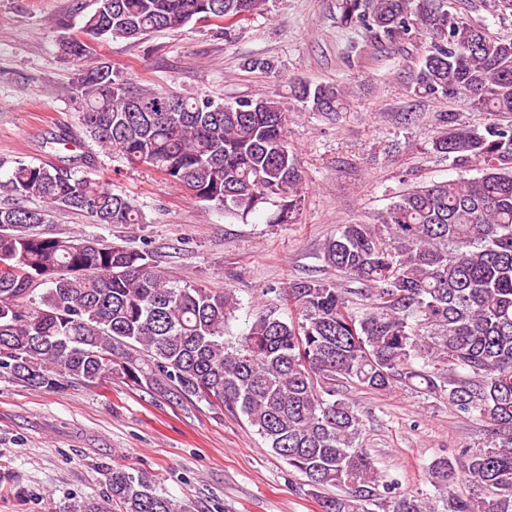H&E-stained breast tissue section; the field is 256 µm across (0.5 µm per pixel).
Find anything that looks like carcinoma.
I'll return each mask as SVG.
<instances>
[{
	"label": "carcinoma",
	"mask_w": 512,
	"mask_h": 512,
	"mask_svg": "<svg viewBox=\"0 0 512 512\" xmlns=\"http://www.w3.org/2000/svg\"><path fill=\"white\" fill-rule=\"evenodd\" d=\"M267 0H96L83 29L96 38L180 30L219 13L224 29ZM340 23L377 43L420 37L418 97L464 96L512 114V39L448 10V0H341ZM75 66L69 88L87 137L145 165L208 207L242 220L271 204L270 224L290 222L305 184L288 142V107L275 97L216 103L140 87L96 49L63 41ZM294 97L337 117L347 92L299 82ZM434 152L471 178L407 188L375 224H345L322 248L336 276L363 285L361 302L328 278L284 287L288 319L260 308L232 340L231 290L179 282L147 249L95 237L46 236L57 210L103 226L141 224L135 200L112 183L22 159L0 179V375L55 392L117 378L184 406L206 401L241 413L271 452L307 479L321 512H435L396 492L356 446L361 420L337 386L408 388L439 396L487 432L486 445L439 456L430 482L462 478L482 496L448 492L443 512H512V122L483 130L438 115ZM39 201L30 208L27 203ZM335 488L337 494L326 493ZM189 512L144 473L106 472L105 494L62 512Z\"/></svg>",
	"instance_id": "cac0c4a2"
}]
</instances>
